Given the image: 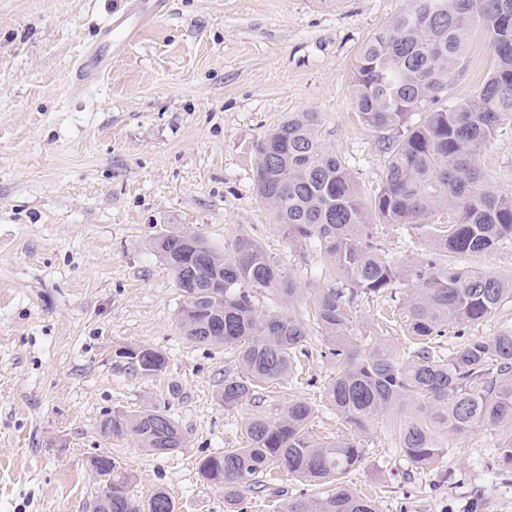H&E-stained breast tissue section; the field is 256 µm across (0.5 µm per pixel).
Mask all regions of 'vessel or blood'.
<instances>
[{"label": "vessel or blood", "mask_w": 512, "mask_h": 512, "mask_svg": "<svg viewBox=\"0 0 512 512\" xmlns=\"http://www.w3.org/2000/svg\"><path fill=\"white\" fill-rule=\"evenodd\" d=\"M136 34V28L121 18L110 19L101 26L96 42L84 48L75 67L77 86L88 89L100 85L111 68L113 50L125 49Z\"/></svg>", "instance_id": "vessel-or-blood-1"}]
</instances>
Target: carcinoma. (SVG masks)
Wrapping results in <instances>:
<instances>
[{
	"label": "carcinoma",
	"mask_w": 512,
	"mask_h": 512,
	"mask_svg": "<svg viewBox=\"0 0 512 512\" xmlns=\"http://www.w3.org/2000/svg\"><path fill=\"white\" fill-rule=\"evenodd\" d=\"M487 38L491 64L484 81L464 95L453 93L472 45L474 19ZM353 104L362 123L379 133L387 155L382 185L365 202L347 161L322 138L316 112L288 116L260 138L256 188L278 231L292 244L313 246L332 264L337 279L299 285L270 261L262 246L238 237L221 253L195 234L199 261L178 232L154 238L177 285L195 280L196 296H183L180 328L189 339L238 353L241 375L224 378L217 399L224 409L256 404L254 380L290 376L297 355H308L313 334L336 374L320 388L323 407L362 430L397 412L399 453L422 470L447 452L443 434L464 436L479 426L509 430L498 443L499 462L512 468V330L471 339L440 356L429 343L450 326L480 323L512 299V275L459 268L455 255H484L512 239V192L489 183L482 152L512 120V0H410L360 48L352 72ZM394 231L418 229L429 239L421 258L398 263L374 243L376 223ZM411 285L398 316L409 339L394 346L381 338L353 336L352 300L382 297ZM305 299L299 313L259 308L260 294ZM134 370L157 375L168 363L160 350L138 346ZM316 408L292 400L272 419L258 411L246 418V444L204 457L199 475L235 501L261 485L273 469L315 485L322 498L297 499L287 512H379L345 484L363 460L349 438L316 437ZM105 437L129 436L139 447L166 454L184 435L165 410L117 413L100 422ZM111 512H173L159 488L142 504L130 495L132 476L112 466Z\"/></svg>",
	"instance_id": "obj_1"
}]
</instances>
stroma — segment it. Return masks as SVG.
<instances>
[{
	"label": "stroma",
	"instance_id": "1",
	"mask_svg": "<svg viewBox=\"0 0 512 512\" xmlns=\"http://www.w3.org/2000/svg\"><path fill=\"white\" fill-rule=\"evenodd\" d=\"M408 4L169 0L87 90L74 83L76 60L127 0H0V512H90L97 455L133 474L135 499L161 487L176 512H285L321 495L282 471L231 504L200 478L202 457L242 447L254 409L276 417L289 401L316 399L336 369L312 337L301 379L264 386L259 406L224 410L217 392L238 361L184 335L183 298L153 239L187 228L227 249L246 234L297 281H331L320 252L300 253L277 230L257 193L254 145L288 114L318 113L326 142L371 196L386 157L354 110L353 65ZM483 153L491 185L512 192V125ZM408 291L355 296V336L402 343L390 319ZM504 329L511 301L449 328L438 349ZM136 345L162 350L166 369L134 371L118 352ZM150 406L179 423L181 448L157 455L101 436L107 415ZM399 422L380 415L357 430L323 411L313 430L364 448L347 481L380 512H512V472L494 452L502 429L447 438L438 466L421 470L393 447Z\"/></svg>",
	"mask_w": 512,
	"mask_h": 512
}]
</instances>
